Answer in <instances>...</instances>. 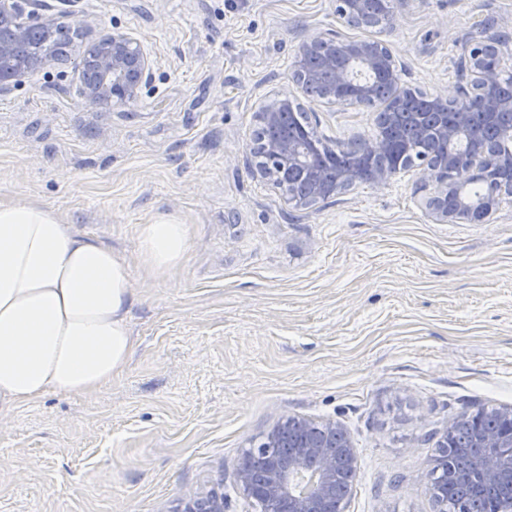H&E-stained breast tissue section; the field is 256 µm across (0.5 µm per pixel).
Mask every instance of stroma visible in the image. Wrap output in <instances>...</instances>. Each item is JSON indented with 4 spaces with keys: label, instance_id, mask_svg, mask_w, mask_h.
<instances>
[{
    "label": "stroma",
    "instance_id": "1",
    "mask_svg": "<svg viewBox=\"0 0 512 512\" xmlns=\"http://www.w3.org/2000/svg\"><path fill=\"white\" fill-rule=\"evenodd\" d=\"M77 27L67 62L0 94V196L53 209L127 258L136 350L91 394L0 410V512H176L210 491L257 512L234 464L286 417L340 423L357 455L349 512H433L436 431L512 408V196L442 224L417 171L313 206L254 176L262 105L295 98L330 146L376 114L292 81L299 42L338 34L392 53L424 94L462 80L466 46L512 41V0H406L385 29L336 0H27ZM133 32L153 61L131 103L80 96L84 48ZM190 229L175 270L145 275L141 225ZM368 0H336V11L350 24L364 25Z\"/></svg>",
    "mask_w": 512,
    "mask_h": 512
}]
</instances>
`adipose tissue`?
<instances>
[{
	"instance_id": "adipose-tissue-1",
	"label": "adipose tissue",
	"mask_w": 512,
	"mask_h": 512,
	"mask_svg": "<svg viewBox=\"0 0 512 512\" xmlns=\"http://www.w3.org/2000/svg\"><path fill=\"white\" fill-rule=\"evenodd\" d=\"M189 248V228L175 218L139 230L149 273L175 269ZM133 298L125 257L43 204L0 199V408L92 393L122 374L135 348Z\"/></svg>"
}]
</instances>
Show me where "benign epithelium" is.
Here are the masks:
<instances>
[{
	"instance_id": "7a95c632",
	"label": "benign epithelium",
	"mask_w": 512,
	"mask_h": 512,
	"mask_svg": "<svg viewBox=\"0 0 512 512\" xmlns=\"http://www.w3.org/2000/svg\"><path fill=\"white\" fill-rule=\"evenodd\" d=\"M367 0H336V11L350 24L365 23ZM18 0H0V91L21 83L29 67H48L56 60L53 48L26 56L19 47L27 42L35 28L50 29L53 24L30 16L23 21ZM496 58L512 57V47L500 42L493 47ZM483 45L473 46L461 60L462 68L470 76V88L456 87L448 95L428 96L411 90H396L398 76L392 55L378 43L347 41L337 35L314 37L302 42L297 53V69L293 81L303 92H311L306 82L309 62L317 65L324 80L320 101L344 106L351 98H377L374 77L389 82L385 93L386 112L384 125L393 118L421 103L424 111L411 116L412 135L421 139L431 136L446 145L439 158H420L414 161L420 179L432 187L428 204L441 223L467 220L477 212H491L498 198L512 196V94L500 86V73L489 64ZM91 72L82 75L83 93L86 98L100 105L111 102L135 101L151 69V62L140 46L139 40L124 31H114L104 44L96 43L87 54ZM358 62L371 75L365 81L355 78L352 63ZM294 110V101L288 97L263 107L259 112L265 131L280 126ZM491 128L492 138L484 149L468 155L457 149V144L468 138L476 118ZM263 147L271 156L292 165L312 163L313 146L298 138L264 137ZM408 147L384 132L371 140L355 146L357 162L343 165L334 177L325 179L311 171L312 187L302 199L304 205H314L351 186L368 181L372 184L387 182L400 170ZM488 184L487 192L479 200L469 198L466 187L472 183ZM508 424L498 430H477L473 446L484 449L482 469L484 481L494 484L505 473L512 471V408L502 410ZM475 425L473 416L462 414L449 421L441 439ZM286 443L284 457L271 455L266 458L263 470L256 471L253 451H245L234 465L238 486L248 499L259 507V512H348L349 499L338 498L337 459H342L350 469H355V448L346 430L339 423L317 425L311 421L287 417L266 436L264 445ZM318 467L321 478L306 495L297 496L290 490V476ZM180 512H224V495L212 492L187 503Z\"/></svg>"
}]
</instances>
